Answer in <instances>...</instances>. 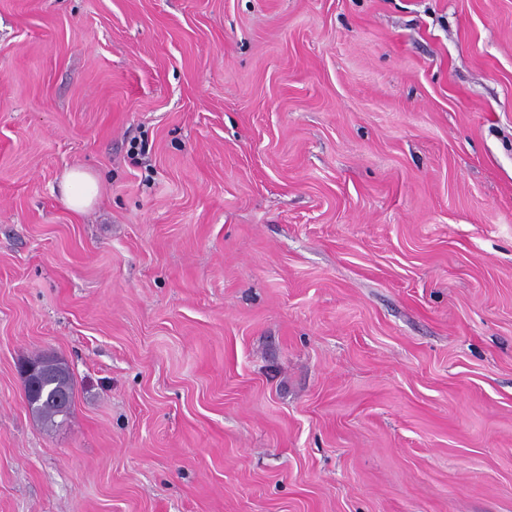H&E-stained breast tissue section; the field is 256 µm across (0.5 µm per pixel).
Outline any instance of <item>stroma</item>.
<instances>
[{"label": "stroma", "instance_id": "stroma-1", "mask_svg": "<svg viewBox=\"0 0 512 512\" xmlns=\"http://www.w3.org/2000/svg\"><path fill=\"white\" fill-rule=\"evenodd\" d=\"M0 512H512V0H0ZM97 177L81 168L66 172L61 182L65 204L75 212H84L91 207L100 193ZM45 366V373L42 364L33 360L27 361L21 366V376L24 382L25 391L28 396H33L39 390V383L44 375L43 385L45 396L32 411L34 417L46 426L57 425L56 418L61 416L64 419L70 414L73 383L68 367L54 358H39ZM57 398H69V405L65 408Z\"/></svg>", "mask_w": 512, "mask_h": 512}]
</instances>
